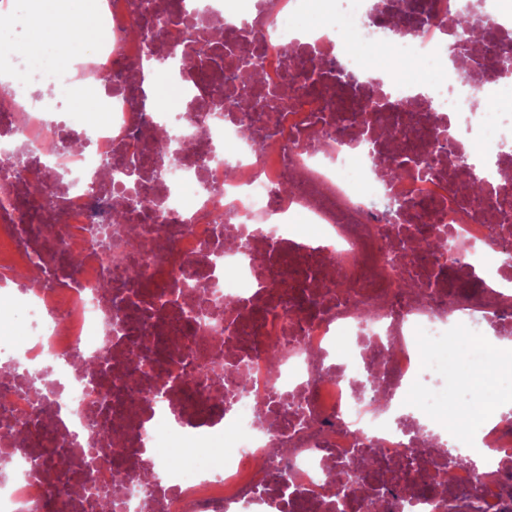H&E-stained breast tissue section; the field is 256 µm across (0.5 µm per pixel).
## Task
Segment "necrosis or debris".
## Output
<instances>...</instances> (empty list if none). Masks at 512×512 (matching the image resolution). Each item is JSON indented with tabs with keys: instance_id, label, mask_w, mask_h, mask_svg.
<instances>
[{
	"instance_id": "1",
	"label": "necrosis or debris",
	"mask_w": 512,
	"mask_h": 512,
	"mask_svg": "<svg viewBox=\"0 0 512 512\" xmlns=\"http://www.w3.org/2000/svg\"><path fill=\"white\" fill-rule=\"evenodd\" d=\"M86 5L63 119L0 51V269L39 276L0 292V512H102L105 485L112 512H512V416L449 420L434 358L512 343V0ZM231 94L266 109L263 151ZM134 201L139 252L92 217Z\"/></svg>"
}]
</instances>
